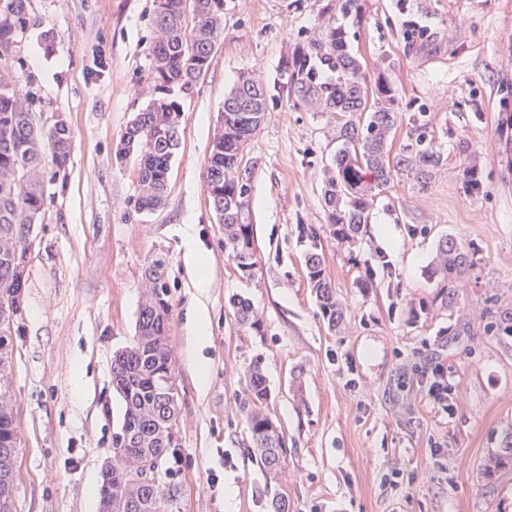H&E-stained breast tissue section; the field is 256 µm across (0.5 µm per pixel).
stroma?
Listing matches in <instances>:
<instances>
[{
    "instance_id": "35a3bbf8",
    "label": "stroma",
    "mask_w": 512,
    "mask_h": 512,
    "mask_svg": "<svg viewBox=\"0 0 512 512\" xmlns=\"http://www.w3.org/2000/svg\"><path fill=\"white\" fill-rule=\"evenodd\" d=\"M31 5L35 23L0 71L34 93L37 111L63 116L74 150L44 186L25 270L10 377L16 512H100L92 492L124 408L112 360L135 335L143 273L160 254L181 512H274L281 497L288 512H512V462L488 466L512 442V336L488 327L489 309L512 315V159L499 134L512 110V0H362L350 12L344 0H225L210 67L179 98L181 144L166 203L153 212L135 211L137 165L116 164L114 152L153 92L154 0ZM412 21L427 33L411 36ZM327 24L344 31L367 81L382 74L394 88V151L424 130L442 162L424 179L395 177L376 195L368 228L339 241L323 198L338 117L281 99L244 150L258 265L241 276L224 257L204 176L224 95L245 72L274 79L293 46ZM472 165L482 177L476 194L465 183ZM186 224L214 272L202 390L188 358L196 290ZM446 237L474 262L453 306L428 276ZM312 252L344 311L333 331L307 280ZM234 296L254 303L259 326L236 323ZM256 364L265 411L285 440L273 475L251 450L242 412Z\"/></svg>"
}]
</instances>
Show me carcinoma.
<instances>
[{
	"label": "carcinoma",
	"mask_w": 512,
	"mask_h": 512,
	"mask_svg": "<svg viewBox=\"0 0 512 512\" xmlns=\"http://www.w3.org/2000/svg\"><path fill=\"white\" fill-rule=\"evenodd\" d=\"M166 9L154 13L152 53L154 97L126 128L116 156L137 160L138 193L134 208L152 211L165 199L171 161L179 145L181 107L172 92H190L200 74L207 72L212 52L224 30V0H166ZM31 0H0V58L16 52L31 26ZM198 59L199 71L188 61ZM283 82L266 84L243 75L225 95L235 102L246 93L248 112L224 113L206 160V187L210 204L221 201L224 221V257L242 276L257 266L253 225L247 202L251 191L244 149L252 134L266 121L280 93L320 112L345 117L337 139L342 145L325 178L324 201L331 233L341 241L357 237L366 224L368 209L377 192L402 172L425 177L441 156L421 131L403 152L391 156L389 137L398 122L395 90L378 77L368 86L361 63L347 49L343 33L328 25L306 43H298L282 61ZM34 96L11 88L0 74V399L8 387L14 354L13 336L22 318L21 292L29 261L30 231L40 223L44 206L43 183L47 173L67 165L73 133L63 122L45 125L33 111ZM473 260L453 237L439 245L437 264L430 277L455 302L456 280L472 269ZM307 279L323 317L334 329L343 309L324 268V259L310 253L305 261ZM167 263L155 257L145 268V290L138 310L136 333L130 345L114 355L112 385L124 402L120 431L115 434L112 471L103 474L102 512H181L183 490L181 448L169 429L178 424V402L167 398L174 385V364L169 347L172 304L166 277ZM241 325L255 327L259 317L244 297L232 300ZM250 402L243 413L254 449L262 464L274 474L282 466L285 442L282 432L263 412L268 399L266 379L254 367L247 379ZM19 431L12 410L0 405V512H15L13 491ZM152 468L163 482L150 485L138 473Z\"/></svg>",
	"instance_id": "1"
}]
</instances>
